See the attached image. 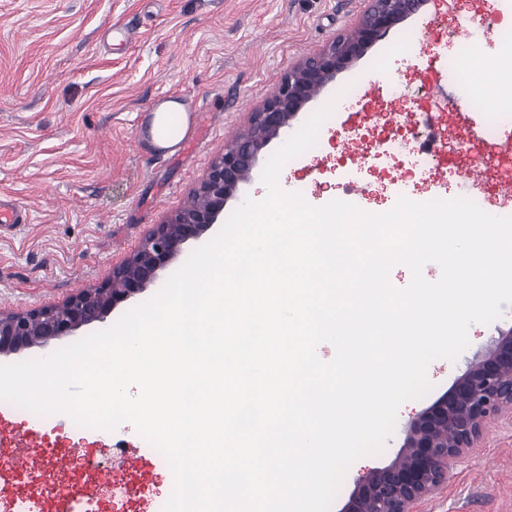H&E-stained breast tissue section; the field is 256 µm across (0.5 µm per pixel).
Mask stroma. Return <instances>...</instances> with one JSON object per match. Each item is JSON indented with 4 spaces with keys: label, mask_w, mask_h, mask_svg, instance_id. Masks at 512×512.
<instances>
[{
    "label": "stroma",
    "mask_w": 512,
    "mask_h": 512,
    "mask_svg": "<svg viewBox=\"0 0 512 512\" xmlns=\"http://www.w3.org/2000/svg\"><path fill=\"white\" fill-rule=\"evenodd\" d=\"M364 7V0H0V196L28 215L26 223L0 227V311L51 307L109 281L113 267L184 204L288 69L353 31ZM474 22L480 51L495 54L501 29H512V0H460L453 17L448 0H429L339 74L310 108L339 92L345 102L322 125L317 145L286 163L284 190L353 201L362 210L395 206L402 196H461L475 164L491 167L494 153L474 148L472 115L462 111L444 123L459 133L451 143L458 165L429 172L418 140L443 123L417 102L435 98L432 70L467 47L464 29ZM125 29L136 31L132 43L122 40ZM165 91L203 105L208 131L186 154L160 159L135 134L143 108ZM369 109L389 114L392 124L416 126L415 139L395 159L411 174L404 191L379 189L380 177L365 160L359 181L345 174L347 144ZM511 328L507 304L495 321L471 325L470 344L457 360L430 364L433 390L404 403L380 456L367 467L350 466L330 512H340L366 469L390 463L408 421L448 391L488 339ZM32 443L46 457L35 490L44 503L74 449L93 452L105 470L122 457L123 473L140 490L136 497L117 494L125 512H154L157 486L170 471L128 428L80 433L52 415L38 426L10 404L0 409V473L7 483H26L18 462ZM418 512H512V423L492 425L448 487Z\"/></svg>",
    "instance_id": "35a3bbf8"
}]
</instances>
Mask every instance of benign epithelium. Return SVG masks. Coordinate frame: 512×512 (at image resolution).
Here are the masks:
<instances>
[{"label": "benign epithelium", "mask_w": 512, "mask_h": 512, "mask_svg": "<svg viewBox=\"0 0 512 512\" xmlns=\"http://www.w3.org/2000/svg\"><path fill=\"white\" fill-rule=\"evenodd\" d=\"M365 2L354 31L335 37L288 70L272 96L251 113L247 126L224 145L186 203L112 269L109 284L85 289L37 312L0 313V355L72 336L104 321L119 304L154 285L185 244L220 223L227 203L252 180L263 150L292 128L305 107L339 74L429 0ZM511 419L512 328L491 337L452 387L407 423L404 443L394 459L359 481L341 512H415L448 482L489 425Z\"/></svg>", "instance_id": "benign-epithelium-1"}]
</instances>
